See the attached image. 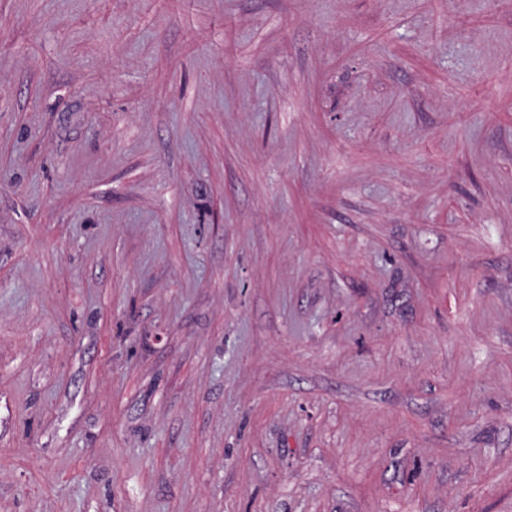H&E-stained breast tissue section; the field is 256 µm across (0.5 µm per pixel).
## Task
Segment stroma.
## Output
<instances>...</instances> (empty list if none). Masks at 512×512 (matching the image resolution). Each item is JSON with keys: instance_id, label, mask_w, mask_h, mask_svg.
<instances>
[{"instance_id": "1", "label": "stroma", "mask_w": 512, "mask_h": 512, "mask_svg": "<svg viewBox=\"0 0 512 512\" xmlns=\"http://www.w3.org/2000/svg\"><path fill=\"white\" fill-rule=\"evenodd\" d=\"M0 512H512V0H0Z\"/></svg>"}]
</instances>
